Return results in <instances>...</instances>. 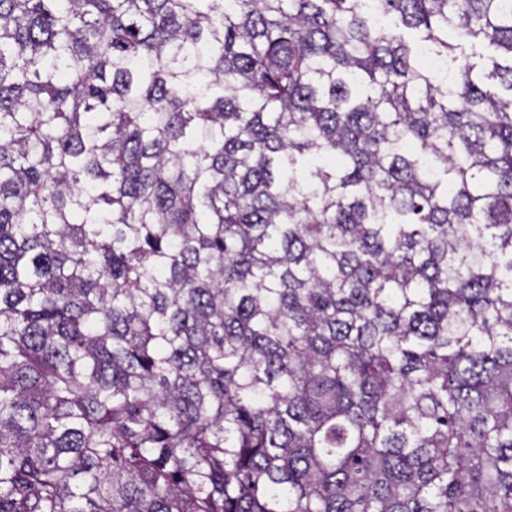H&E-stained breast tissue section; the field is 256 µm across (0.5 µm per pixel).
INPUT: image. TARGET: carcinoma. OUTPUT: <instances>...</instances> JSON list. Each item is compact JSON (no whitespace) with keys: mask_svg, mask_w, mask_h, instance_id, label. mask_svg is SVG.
Returning <instances> with one entry per match:
<instances>
[{"mask_svg":"<svg viewBox=\"0 0 512 512\" xmlns=\"http://www.w3.org/2000/svg\"><path fill=\"white\" fill-rule=\"evenodd\" d=\"M0 512H512V0H0Z\"/></svg>","mask_w":512,"mask_h":512,"instance_id":"carcinoma-1","label":"carcinoma"}]
</instances>
